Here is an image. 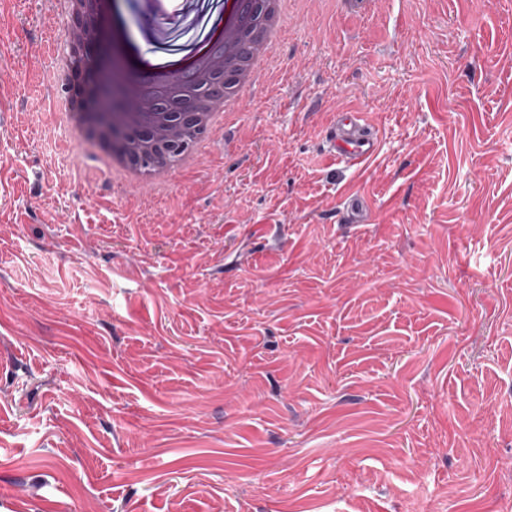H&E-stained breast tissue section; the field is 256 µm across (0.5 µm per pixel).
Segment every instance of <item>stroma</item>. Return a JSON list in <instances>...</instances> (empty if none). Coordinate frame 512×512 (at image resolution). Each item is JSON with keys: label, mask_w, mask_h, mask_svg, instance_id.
I'll list each match as a JSON object with an SVG mask.
<instances>
[{"label": "stroma", "mask_w": 512, "mask_h": 512, "mask_svg": "<svg viewBox=\"0 0 512 512\" xmlns=\"http://www.w3.org/2000/svg\"><path fill=\"white\" fill-rule=\"evenodd\" d=\"M58 22L0 30V512H512V0H300L142 212L63 149ZM360 113L342 112L330 138V154L348 167H362L375 154L376 135L366 131ZM343 208L353 223L363 222L367 213L368 203L365 196L356 190L347 191L343 195Z\"/></svg>", "instance_id": "stroma-1"}]
</instances>
